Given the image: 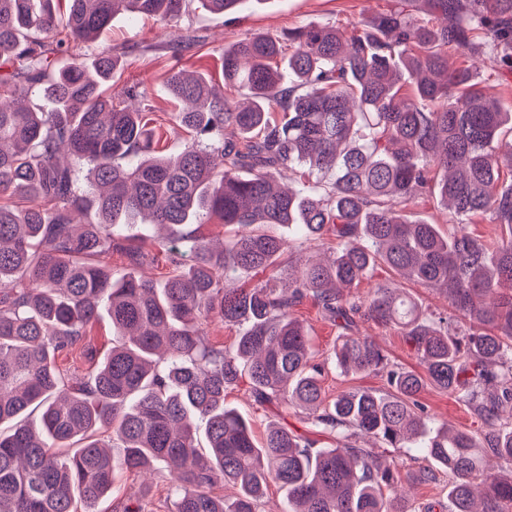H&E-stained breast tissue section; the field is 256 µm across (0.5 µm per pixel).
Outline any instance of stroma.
I'll return each mask as SVG.
<instances>
[{"instance_id": "1", "label": "stroma", "mask_w": 512, "mask_h": 512, "mask_svg": "<svg viewBox=\"0 0 512 512\" xmlns=\"http://www.w3.org/2000/svg\"><path fill=\"white\" fill-rule=\"evenodd\" d=\"M395 0H248L236 13L216 17L189 5L174 23L151 17L119 15L95 42L98 50L117 54L122 62L112 80V95L120 100L128 88L146 91L151 116L158 133V149L165 154L178 152L188 138L183 129L170 124L166 115L178 111L171 100L166 78L170 72L187 70L202 74L212 84L224 83L225 46L259 33L285 34L311 22L348 29L350 24L382 12ZM189 38L190 45L172 53L166 44L170 37ZM112 322L101 317L94 322L85 341L84 353H71L60 359L63 369L80 375L91 373L112 348ZM430 415L431 427L450 424L462 430H477L481 424L463 403L434 388L420 395ZM143 475L120 473L111 492L95 505V512H170L166 485L155 479L150 492H143Z\"/></svg>"}]
</instances>
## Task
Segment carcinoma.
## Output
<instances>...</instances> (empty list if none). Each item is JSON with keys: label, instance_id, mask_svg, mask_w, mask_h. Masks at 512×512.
Wrapping results in <instances>:
<instances>
[{"label": "carcinoma", "instance_id": "cac0c4a2", "mask_svg": "<svg viewBox=\"0 0 512 512\" xmlns=\"http://www.w3.org/2000/svg\"><path fill=\"white\" fill-rule=\"evenodd\" d=\"M58 2L0 0V512H94L118 473L148 471L168 472L171 512H259L271 482L288 512H414L395 486L402 464L381 448L442 467L451 512H512V187H498L512 169V110L448 58L458 49L512 68V0H423L439 27L397 7L347 37L309 24L240 39L224 50V85L245 106L199 74L169 73V96L190 104L170 121L192 133L172 155L155 150L144 103L112 101L118 59L82 48L121 8L174 22L189 0H68L64 19ZM244 2L199 0L215 16ZM285 54L286 75L275 66ZM32 93L46 109L17 106ZM297 166L309 179L280 188ZM427 194L451 207L452 231L411 219ZM80 207L93 215L76 225ZM477 213L509 237H472L462 221ZM203 215L236 229L223 249L199 233ZM137 221L162 231L160 282L135 274L152 253L120 230ZM267 224L291 227L296 245ZM311 245L329 259H304ZM287 251L289 290L275 274L248 284ZM378 266L445 292L448 314L402 288L343 292ZM306 301L343 329L330 361L296 315ZM103 311L116 333L103 363L86 376L62 369L59 355ZM216 321L238 327L232 347L206 341ZM364 321L395 329L422 371L357 335ZM330 364L387 389L329 401ZM244 378L275 413L260 443L224 406ZM427 383L481 432L431 429ZM321 437L336 446L316 448ZM490 456L509 472L487 469Z\"/></svg>", "mask_w": 512, "mask_h": 512}]
</instances>
